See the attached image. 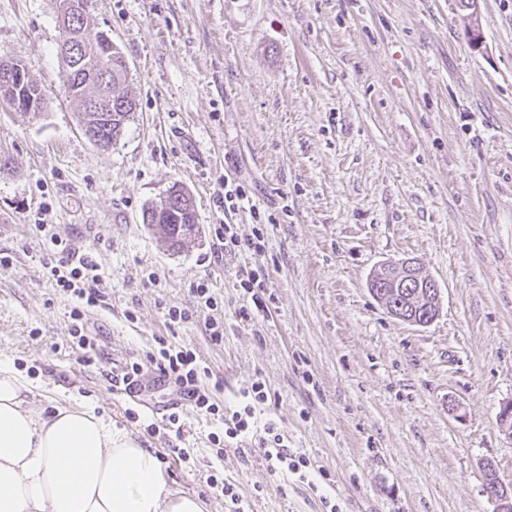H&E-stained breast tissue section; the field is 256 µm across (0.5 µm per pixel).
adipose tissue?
<instances>
[{"instance_id": "1", "label": "adipose tissue", "mask_w": 512, "mask_h": 512, "mask_svg": "<svg viewBox=\"0 0 512 512\" xmlns=\"http://www.w3.org/2000/svg\"><path fill=\"white\" fill-rule=\"evenodd\" d=\"M31 393L0 363V512H203L96 406L37 408Z\"/></svg>"}]
</instances>
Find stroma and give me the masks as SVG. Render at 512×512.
I'll return each mask as SVG.
<instances>
[{
  "instance_id": "35a3bbf8",
  "label": "stroma",
  "mask_w": 512,
  "mask_h": 512,
  "mask_svg": "<svg viewBox=\"0 0 512 512\" xmlns=\"http://www.w3.org/2000/svg\"><path fill=\"white\" fill-rule=\"evenodd\" d=\"M59 0H0V57H22L48 104L32 117L0 102V361L35 406L98 404L161 458L175 490L205 512L233 505L206 483L224 473L247 512H494L492 461L512 485V0H479L472 43L460 0H91L90 35L124 53L137 110L104 150L66 98ZM199 233L181 251L143 224L173 184ZM261 215L225 211V184ZM91 253L106 298L84 332L99 361L70 347L74 299L36 225ZM265 248L217 257L210 227ZM412 258L442 290L436 319H397L368 290L381 263ZM263 275L269 312L237 315L236 273ZM206 281L224 341L203 322L169 326ZM193 347L227 406L263 382L306 479L271 474L254 439L215 450L192 405L182 434L135 405L112 374L156 347ZM137 418H130V411ZM188 453L175 462V449Z\"/></svg>"
}]
</instances>
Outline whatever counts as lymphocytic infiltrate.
<instances>
[{
  "instance_id": "lymphocytic-infiltrate-1",
  "label": "lymphocytic infiltrate",
  "mask_w": 512,
  "mask_h": 512,
  "mask_svg": "<svg viewBox=\"0 0 512 512\" xmlns=\"http://www.w3.org/2000/svg\"><path fill=\"white\" fill-rule=\"evenodd\" d=\"M67 255L71 268L68 274L56 280L63 292L76 298L77 304L71 312L75 322L73 334H80L79 323L85 308L94 307L103 301L104 296L98 286L100 277L98 266L91 254L68 250ZM190 292L195 299L194 308L169 306L166 316L172 323H190L204 320L211 342L221 343L224 340V326L214 319H205L206 311L216 310L218 302L211 293L207 282L191 283ZM157 352L147 354L146 358L130 362L119 373L113 374V384L132 385L142 382L151 372L158 373L159 378L150 384V391H166L192 404L198 412L209 419L222 423L223 433H210L209 440L220 444L222 438L234 439L254 432L255 427H262L263 433L258 442L263 456L271 472L294 474L304 473L307 461L303 456L291 453L284 442L280 427L275 420H267L264 425L255 422L257 407L263 406L268 394L260 381L251 382L242 396L246 401L243 410L225 414L224 405L218 398L222 390L221 383H210V370L203 366L196 352L187 346L175 345L166 339H158Z\"/></svg>"
}]
</instances>
